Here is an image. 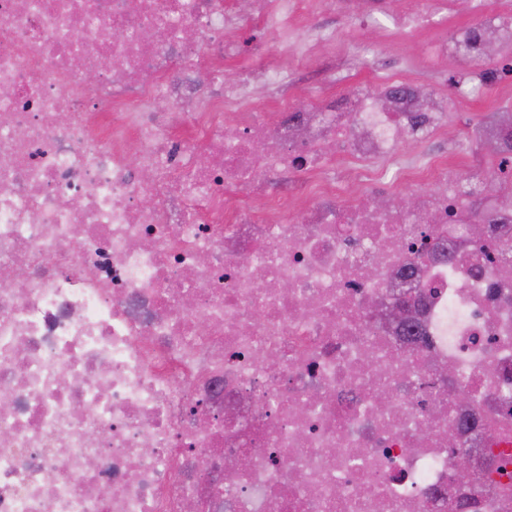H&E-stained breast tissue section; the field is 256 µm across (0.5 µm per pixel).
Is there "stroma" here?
Masks as SVG:
<instances>
[{
	"label": "stroma",
	"instance_id": "obj_1",
	"mask_svg": "<svg viewBox=\"0 0 512 512\" xmlns=\"http://www.w3.org/2000/svg\"><path fill=\"white\" fill-rule=\"evenodd\" d=\"M307 2L308 7L298 25V36L303 38L316 27L329 26L339 31V41L334 47L295 64L288 84L258 86L249 103L252 111L265 112L279 97L296 104L312 100L327 103L353 87H375L378 77L401 79L409 75L415 79L418 89L449 96L461 93L467 97L465 108L451 113L447 132L433 142L432 148L458 159L459 178L488 170L486 151L478 143L465 140L464 131L469 125L482 123L493 112L512 109V99H506L495 89L479 87V67L441 66L429 56L434 39L444 36L446 30L473 22L467 6H460L458 12L449 17L447 28L386 42L376 32L359 29L355 24L367 7L366 0H344L342 9L334 12L324 9L319 0ZM242 39L240 57L224 65L225 84L237 83L246 69L273 65L279 60L280 38L276 32L255 26L243 30Z\"/></svg>",
	"mask_w": 512,
	"mask_h": 512
}]
</instances>
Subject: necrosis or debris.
Here are the masks:
<instances>
[{
    "mask_svg": "<svg viewBox=\"0 0 512 512\" xmlns=\"http://www.w3.org/2000/svg\"><path fill=\"white\" fill-rule=\"evenodd\" d=\"M301 4L251 0L282 60L228 86L239 0H0V512H512V178L463 189L431 156L386 179L452 106L416 110L398 80L250 111L253 84L337 41L290 38ZM455 6L372 0L359 25L434 29ZM468 8L433 56L467 63L489 28L512 52V18ZM270 171L304 174L311 204L259 196ZM410 268L413 342L372 317ZM465 420L483 477L463 487Z\"/></svg>",
    "mask_w": 512,
    "mask_h": 512,
    "instance_id": "4bbe7bcc",
    "label": "necrosis or debris"
}]
</instances>
